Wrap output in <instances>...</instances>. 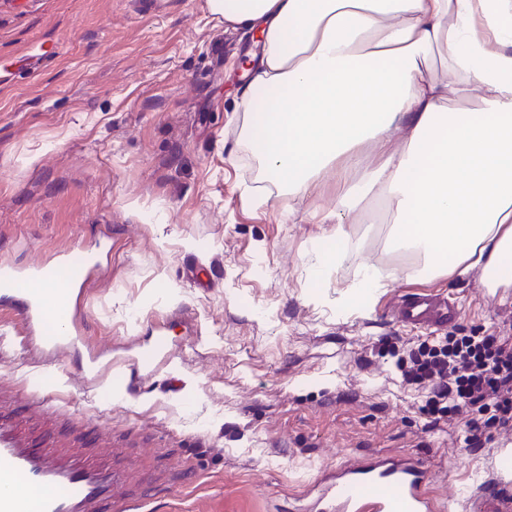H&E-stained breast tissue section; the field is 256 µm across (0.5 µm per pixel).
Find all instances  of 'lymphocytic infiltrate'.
Masks as SVG:
<instances>
[{"label": "lymphocytic infiltrate", "instance_id": "f902f5d3", "mask_svg": "<svg viewBox=\"0 0 512 512\" xmlns=\"http://www.w3.org/2000/svg\"><path fill=\"white\" fill-rule=\"evenodd\" d=\"M403 381L426 392L432 425L468 414L466 447H481L491 428L512 429V339L474 332L420 345L400 362Z\"/></svg>", "mask_w": 512, "mask_h": 512}]
</instances>
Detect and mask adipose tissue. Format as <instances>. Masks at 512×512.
Returning <instances> with one entry per match:
<instances>
[{
	"mask_svg": "<svg viewBox=\"0 0 512 512\" xmlns=\"http://www.w3.org/2000/svg\"><path fill=\"white\" fill-rule=\"evenodd\" d=\"M260 32L237 109L264 178L296 200L358 147L350 187L383 200L395 250L440 277L512 286V0H207ZM404 143L392 148L394 134Z\"/></svg>",
	"mask_w": 512,
	"mask_h": 512,
	"instance_id": "1",
	"label": "adipose tissue"
}]
</instances>
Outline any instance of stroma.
Returning <instances> with one entry per match:
<instances>
[{"mask_svg":"<svg viewBox=\"0 0 512 512\" xmlns=\"http://www.w3.org/2000/svg\"><path fill=\"white\" fill-rule=\"evenodd\" d=\"M256 48L206 0H0V263L100 261L85 349L44 360L0 320V414L52 459L119 472L112 512H300L325 475L376 456L419 459L439 512H473L462 490L512 484V431L471 450L466 416L428 425L396 355L434 334L392 310L429 289L459 305L446 335L512 337V287L419 276L370 199L314 278L332 225L314 199L274 197L243 141ZM365 264L397 277L356 306ZM160 342L167 362L130 383L126 361Z\"/></svg>","mask_w":512,"mask_h":512,"instance_id":"stroma-1","label":"stroma"}]
</instances>
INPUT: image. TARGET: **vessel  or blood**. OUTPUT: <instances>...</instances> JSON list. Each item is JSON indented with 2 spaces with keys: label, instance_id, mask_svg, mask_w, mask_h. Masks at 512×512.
<instances>
[{
  "label": "vessel or blood",
  "instance_id": "b4317fda",
  "mask_svg": "<svg viewBox=\"0 0 512 512\" xmlns=\"http://www.w3.org/2000/svg\"><path fill=\"white\" fill-rule=\"evenodd\" d=\"M90 261L62 252L49 262L16 268L0 265V307L20 320L28 343L48 359L83 345L70 313L83 296ZM457 304L439 295L419 294L399 305L395 316L413 327L438 329L455 321ZM24 480L30 497L12 490ZM112 502V478L93 470L66 467L27 446L17 427L0 420V512H93ZM422 463L374 457L338 468L310 512H437Z\"/></svg>",
  "mask_w": 512,
  "mask_h": 512
}]
</instances>
